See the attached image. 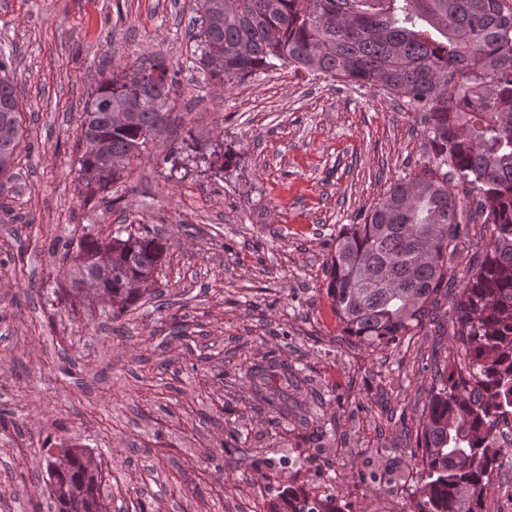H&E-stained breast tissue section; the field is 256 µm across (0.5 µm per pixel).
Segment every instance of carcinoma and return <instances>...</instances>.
I'll return each mask as SVG.
<instances>
[{
    "instance_id": "obj_1",
    "label": "carcinoma",
    "mask_w": 512,
    "mask_h": 512,
    "mask_svg": "<svg viewBox=\"0 0 512 512\" xmlns=\"http://www.w3.org/2000/svg\"><path fill=\"white\" fill-rule=\"evenodd\" d=\"M423 21L443 40L417 27ZM200 64L230 83L276 62L378 88L424 113L436 165L398 180L361 224H349L326 261L327 295L349 336L380 348L401 343L438 317L448 283L462 358L433 360L434 383L421 422L418 512H487L493 474L512 454V0H200ZM0 60V179L13 178L20 145L17 88ZM176 95L159 58L103 80L81 115L87 184L115 179L163 133ZM448 171H442L443 167ZM475 193L491 236L476 272L452 266L463 205L451 183ZM86 235L72 286L112 294L122 314L152 294L166 244L155 229ZM139 287L133 288L131 284ZM251 393L277 419H307L288 390L308 384L299 368L264 357L246 372ZM46 450L49 512H100L102 472L76 444ZM269 512H345L333 491L286 486Z\"/></svg>"
}]
</instances>
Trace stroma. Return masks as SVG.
Returning <instances> with one entry per match:
<instances>
[{
    "label": "stroma",
    "mask_w": 512,
    "mask_h": 512,
    "mask_svg": "<svg viewBox=\"0 0 512 512\" xmlns=\"http://www.w3.org/2000/svg\"><path fill=\"white\" fill-rule=\"evenodd\" d=\"M199 0H0V54L23 140L0 191V512H47L41 449L102 461L105 503L135 512H268L281 485L332 488L345 512H417L415 473L436 341L348 336L324 265L343 225L431 165L417 113L373 88L282 66L224 84L199 63ZM161 58L174 119L108 186L86 185L78 127L98 83ZM189 141L193 150L182 149ZM147 225L168 244L152 303L114 316L74 297L65 243ZM179 323L181 336L169 334ZM303 368L308 424L256 406L244 371ZM242 438L225 450L232 430ZM27 459L19 470V459ZM232 483L224 495L202 474Z\"/></svg>",
    "instance_id": "obj_1"
}]
</instances>
